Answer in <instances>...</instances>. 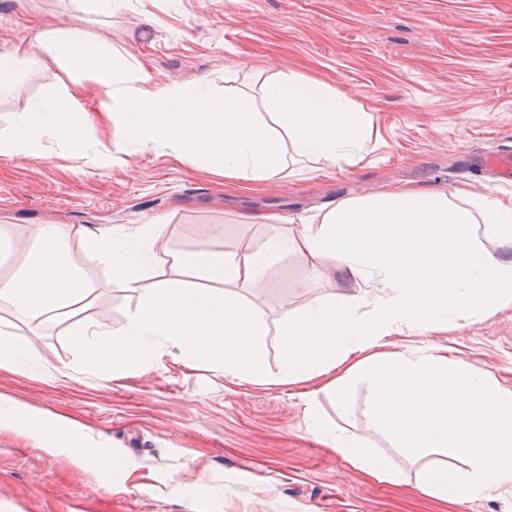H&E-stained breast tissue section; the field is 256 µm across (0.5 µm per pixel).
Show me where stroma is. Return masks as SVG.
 Wrapping results in <instances>:
<instances>
[{"mask_svg":"<svg viewBox=\"0 0 512 512\" xmlns=\"http://www.w3.org/2000/svg\"><path fill=\"white\" fill-rule=\"evenodd\" d=\"M67 22L120 57L121 85L206 78L212 92L261 100L271 59L345 92L372 117L356 164L315 170L289 165L273 184L225 185L222 176L181 159L171 148L131 149L124 163L91 168L86 157L53 142L18 156L0 155V278L22 263V245L42 224H112L128 228L162 217L152 243L161 266L173 253L212 249L231 255L243 241L261 244L279 229L243 224L254 211L299 214L338 197L364 199L395 183L455 194L512 193L483 158L512 153V0H126L112 13L91 0H0V50L20 49L21 93L0 94V131L33 108L80 90L76 111L99 116L100 139L119 133L106 121L111 94L92 71L52 48L35 31ZM90 286L78 309L28 320L0 304V327L23 334L36 372L0 369V395L34 411L66 415L100 431L74 465L0 427V512H512V494L446 502L420 495V469L375 433L357 385L341 419L323 380L305 388L232 383L204 362L160 348L141 371L104 379L72 336L91 323L120 332L138 294L107 280L98 261L74 244ZM334 261L294 248L257 282L232 291L254 302L265 321V360L277 374L286 311L316 299L356 293L358 282L331 275ZM390 350L437 348L512 388V307L483 321L433 333L391 336ZM60 379H52L55 371ZM318 411L389 457L400 482H379L353 468L307 431L302 391ZM112 453L134 470L124 486H102L97 461Z\"/></svg>","mask_w":512,"mask_h":512,"instance_id":"1","label":"stroma"}]
</instances>
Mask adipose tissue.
Instances as JSON below:
<instances>
[{"mask_svg":"<svg viewBox=\"0 0 512 512\" xmlns=\"http://www.w3.org/2000/svg\"><path fill=\"white\" fill-rule=\"evenodd\" d=\"M33 43L72 55L113 88L117 66L111 48L95 42L76 23L35 31ZM266 88L268 119H260L246 95L218 96L200 81L123 95L120 135L104 142L88 113L74 111L75 93L41 104L16 129L0 132V154L21 155L46 140L92 148V164L108 169L129 146H171L188 162L242 184L279 180L289 161L354 163L369 128L352 100L328 84L276 69ZM445 193L395 185L364 200L337 198L319 212L298 218L246 214L251 224L298 221L301 249L331 257L342 274L361 280L364 294L313 301L286 312L279 383L298 385L326 379L340 409L356 382L370 390L365 415L394 447L421 459L441 450L446 460L422 471L418 490L440 499L474 500L489 492H512V389L490 374L438 352L411 357L387 350V339L411 330L434 332L474 323L512 304V195ZM483 225L498 239L500 252L483 248L472 229ZM159 224L128 231L108 224H78L64 230L41 225L23 250L17 270L0 279V302L35 320L77 306L89 287L73 259L81 241L105 274L139 294L123 331L81 327L76 344L103 378L130 374L149 364L159 343L186 360H205L232 382L264 383L267 327L256 306L229 290V283L253 282L288 249L287 237L242 243L227 255L207 249L174 254L171 276L155 279L151 243ZM313 438L343 455L355 468L390 481L397 475L363 439L345 433L314 409H307ZM28 437L51 453L82 464L85 448L76 435L92 428L62 417H46L0 395V425ZM465 459L461 472L447 459Z\"/></svg>","mask_w":512,"mask_h":512,"instance_id":"obj_1","label":"adipose tissue"}]
</instances>
